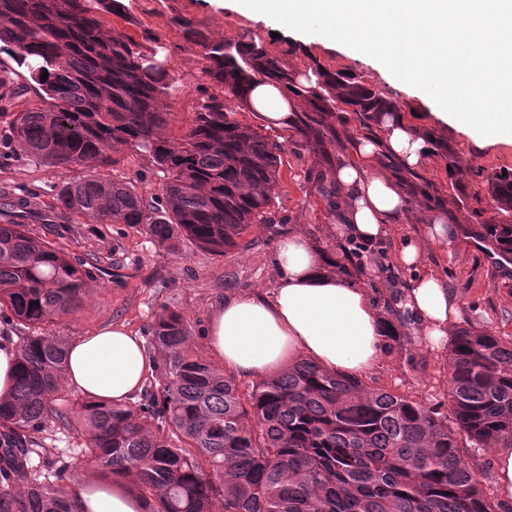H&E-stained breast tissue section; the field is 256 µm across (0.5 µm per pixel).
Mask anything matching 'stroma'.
I'll return each mask as SVG.
<instances>
[{"label": "stroma", "mask_w": 512, "mask_h": 512, "mask_svg": "<svg viewBox=\"0 0 512 512\" xmlns=\"http://www.w3.org/2000/svg\"><path fill=\"white\" fill-rule=\"evenodd\" d=\"M127 5L138 20L136 26L130 27V34L138 38L146 29L155 33L177 79L178 87L169 100L171 132L176 136L186 129L199 103L196 86L205 62L199 48L185 41L173 26L174 15L204 23L217 40L255 37L276 51L287 48L292 41L288 35L273 37L266 22L226 9L221 0H127ZM307 40L309 53L297 55L295 65H303L310 57L329 70L355 73L409 104L412 111L408 120L412 125L450 131L458 152V178H467L470 166L476 164L490 169L512 168L511 143H492L465 128L445 126L435 114V105L417 91L399 86L390 73L370 60L346 46L324 43L316 34L308 35ZM38 103L36 85L28 81L25 69L10 53L0 52V192L32 197L52 221L31 224V232L98 267L89 282L83 308L59 318L51 327L55 335L72 341L108 323L121 322L148 342L156 320L172 309L183 315L194 348L212 362L216 355L205 336L211 312L226 298L253 290H273L279 280L275 246L281 237L300 233L318 247L331 252L336 249L339 239L321 200L305 179L310 157L289 142L281 155L271 221L251 228L248 248L225 256L211 255L183 239L177 249L171 250L158 243L144 224L84 223L78 215L61 211L56 195L62 186L85 174V167L39 165L10 145L14 113ZM113 158V164L104 170L108 178L134 183L148 199L161 194L167 176L151 158L127 148L114 153ZM423 211L422 204H413L404 223L371 245L380 261L379 275L370 286L383 312L393 311L414 275L412 269L397 263L396 255L405 235L421 233ZM425 259L459 295L463 327L485 328L502 338H512V280L500 279L483 253L474 245L457 240L445 249L426 246ZM398 330V342L365 373V382L409 395L441 416H448L447 350L431 349L410 316H401ZM37 446L40 458L70 465L75 479L60 482L62 492H71L75 482L92 477L91 468L81 461V441L70 427L51 422L39 435Z\"/></svg>", "instance_id": "1"}]
</instances>
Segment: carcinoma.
<instances>
[{
  "instance_id": "carcinoma-1",
  "label": "carcinoma",
  "mask_w": 512,
  "mask_h": 512,
  "mask_svg": "<svg viewBox=\"0 0 512 512\" xmlns=\"http://www.w3.org/2000/svg\"><path fill=\"white\" fill-rule=\"evenodd\" d=\"M107 14L134 23L124 0H0V50L26 68L42 99L13 113L12 143L33 163L96 168L57 196L61 210L88 224H146L162 245L183 237L211 255L251 246L245 235L268 219L283 145L235 119L224 99L256 113L250 92L262 82L299 98L288 134L311 155L307 182L334 223L336 126L356 130L352 142H376L386 120L407 112L355 73L316 61L302 69L285 61L291 49L277 55L253 37L217 42L177 17L201 49L214 92H202L186 133L171 137L164 102L175 77L150 47L158 38L145 30L140 43L105 26ZM415 133L449 168L448 184L383 153L379 162L402 180L411 204L454 197L468 214L454 234L512 279V168L477 164L464 183L454 178L453 141L427 128ZM122 147L168 173L155 202L101 173ZM1 212L12 219L0 222V316L24 336L12 396L0 400V512H77L57 489L66 467L32 464L34 439L53 420L75 425L95 477L127 485L150 512H512L485 490L457 437L466 434L477 451L512 448V339L474 327L452 336L455 430L408 395L302 357L242 391L194 351L176 311L154 325L165 364L142 402L72 401L62 388L69 343L49 326L80 308L91 269L29 231L42 216L28 197L1 196Z\"/></svg>"
}]
</instances>
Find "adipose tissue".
Segmentation results:
<instances>
[{"mask_svg": "<svg viewBox=\"0 0 512 512\" xmlns=\"http://www.w3.org/2000/svg\"><path fill=\"white\" fill-rule=\"evenodd\" d=\"M252 100L266 128L285 132L292 126L291 105L278 88L261 84ZM382 142L407 169L426 166L433 155L405 120L387 124ZM374 155V144L360 139L351 156L336 163L338 237L376 242L402 223L409 210L398 182L368 167ZM275 259L280 279L273 293L229 298L210 316L209 344L225 369L266 378L300 355L333 372L373 369L384 353L391 319L378 309L369 288L331 271L328 255L300 234L278 240ZM398 261L415 271L401 309L412 315L432 347L442 348L461 319L457 294L426 268L414 239H406ZM155 365L143 339L115 322L70 344L64 378L89 399L122 402L142 389ZM76 506L77 512H149L148 503L124 485L94 479L78 486Z\"/></svg>", "mask_w": 512, "mask_h": 512, "instance_id": "ef3b65f1", "label": "adipose tissue"}]
</instances>
